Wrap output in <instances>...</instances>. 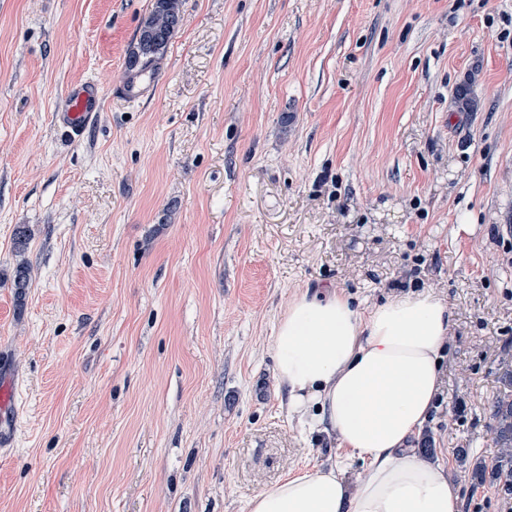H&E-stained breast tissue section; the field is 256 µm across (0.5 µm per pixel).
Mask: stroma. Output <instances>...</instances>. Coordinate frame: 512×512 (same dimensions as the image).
I'll use <instances>...</instances> for the list:
<instances>
[{"instance_id": "obj_1", "label": "stroma", "mask_w": 512, "mask_h": 512, "mask_svg": "<svg viewBox=\"0 0 512 512\" xmlns=\"http://www.w3.org/2000/svg\"><path fill=\"white\" fill-rule=\"evenodd\" d=\"M152 6L0 0V512H247L306 468L357 481L274 369L277 319L325 286L447 300L415 445L462 512H512L468 474L512 370V0H182L139 75ZM84 81L103 105L76 139L55 114ZM181 21V0H154L151 13L141 24L136 49L129 55V68L137 73L152 68L163 57Z\"/></svg>"}]
</instances>
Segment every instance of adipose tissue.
I'll return each mask as SVG.
<instances>
[{"mask_svg":"<svg viewBox=\"0 0 512 512\" xmlns=\"http://www.w3.org/2000/svg\"><path fill=\"white\" fill-rule=\"evenodd\" d=\"M453 314L429 291L367 312L336 291L301 294L273 332L276 376L289 422L325 434L365 468L350 487L333 465L260 491L248 512H461L445 468L412 446L438 398Z\"/></svg>","mask_w":512,"mask_h":512,"instance_id":"ef3b65f1","label":"adipose tissue"}]
</instances>
